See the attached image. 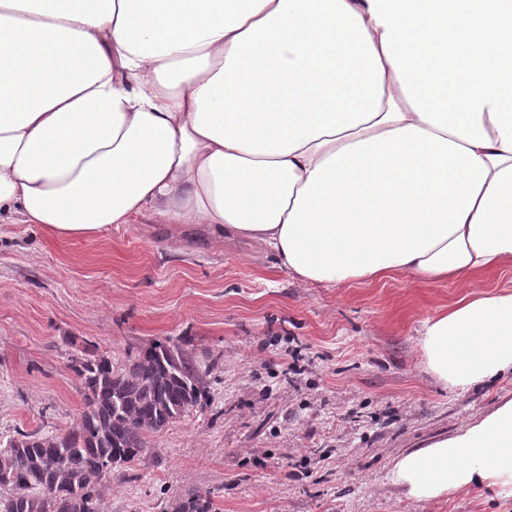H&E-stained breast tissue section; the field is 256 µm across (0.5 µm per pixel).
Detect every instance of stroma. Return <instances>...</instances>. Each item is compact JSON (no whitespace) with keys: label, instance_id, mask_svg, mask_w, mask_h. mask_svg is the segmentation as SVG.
<instances>
[{"label":"stroma","instance_id":"1","mask_svg":"<svg viewBox=\"0 0 512 512\" xmlns=\"http://www.w3.org/2000/svg\"><path fill=\"white\" fill-rule=\"evenodd\" d=\"M512 291V268L465 283L397 276L330 287L199 225L146 220L94 240L0 223V449L64 434L85 409L71 359L125 362L166 339L210 369L211 397L101 489L104 512H512L491 486L417 500L396 459L512 400V377L466 392L421 365L418 331L468 293Z\"/></svg>","mask_w":512,"mask_h":512}]
</instances>
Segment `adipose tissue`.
<instances>
[{"label":"adipose tissue","mask_w":512,"mask_h":512,"mask_svg":"<svg viewBox=\"0 0 512 512\" xmlns=\"http://www.w3.org/2000/svg\"><path fill=\"white\" fill-rule=\"evenodd\" d=\"M512 0H0V223L156 218L332 286L512 265ZM466 391L512 373V292L427 318ZM407 496L512 491V401L401 456Z\"/></svg>","instance_id":"obj_1"}]
</instances>
